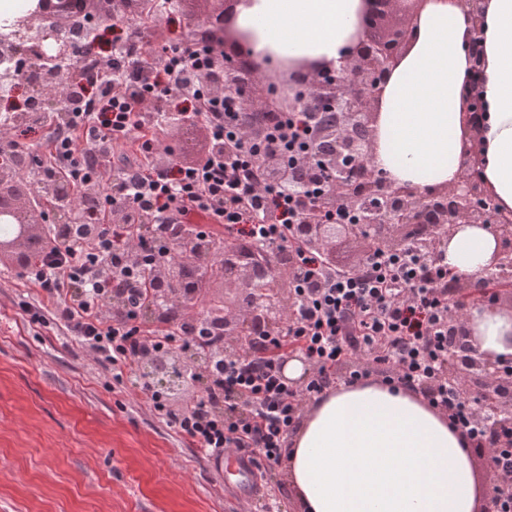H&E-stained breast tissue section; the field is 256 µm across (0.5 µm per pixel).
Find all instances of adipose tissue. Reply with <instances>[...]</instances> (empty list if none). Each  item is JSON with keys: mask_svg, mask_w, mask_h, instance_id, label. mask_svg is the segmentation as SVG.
I'll list each match as a JSON object with an SVG mask.
<instances>
[{"mask_svg": "<svg viewBox=\"0 0 512 512\" xmlns=\"http://www.w3.org/2000/svg\"><path fill=\"white\" fill-rule=\"evenodd\" d=\"M359 6L253 0L237 24L256 51L301 67L339 58L358 36ZM471 39L452 0H429L380 98L373 163L393 180L420 189L459 180ZM481 64V177L496 205L512 211V0H486ZM496 248L489 230L465 224L444 261L452 274L475 282ZM467 326L480 352L512 358V313L476 306ZM287 480L303 512H476L482 495L446 416L419 394L372 381L338 386L309 406L291 439Z\"/></svg>", "mask_w": 512, "mask_h": 512, "instance_id": "ef3b65f1", "label": "adipose tissue"}]
</instances>
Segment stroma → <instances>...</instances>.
I'll return each mask as SVG.
<instances>
[{"mask_svg":"<svg viewBox=\"0 0 512 512\" xmlns=\"http://www.w3.org/2000/svg\"><path fill=\"white\" fill-rule=\"evenodd\" d=\"M0 253V512H236L191 441L157 419L72 338L31 324Z\"/></svg>","mask_w":512,"mask_h":512,"instance_id":"1","label":"stroma"}]
</instances>
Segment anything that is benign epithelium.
I'll return each mask as SVG.
<instances>
[{
	"mask_svg": "<svg viewBox=\"0 0 512 512\" xmlns=\"http://www.w3.org/2000/svg\"><path fill=\"white\" fill-rule=\"evenodd\" d=\"M214 4L211 15L215 22L196 30L200 40L230 28L235 34L224 37V82L213 90L233 94L241 85L237 72L242 59L253 58L252 40L248 33L235 27L239 7H247L251 0H210ZM430 0H362L359 15V36L335 62L311 66L307 79L301 83L279 80L261 69L259 76L246 84V110L264 112L267 104L277 102L283 111L308 112L319 118L321 112H333L331 122L318 123L319 134L327 143L318 152L303 161L307 172H326L331 175L325 193L318 202V210H333L344 204L360 209L369 193L376 194L381 206L366 218L369 226L361 229L356 224H322L317 218H307L298 225L299 235L308 247L331 255L336 237L354 236L368 249L380 242L392 248H402L407 239L395 231L398 224H426L427 233L422 244L433 260L440 258V247L448 242L461 224H477L489 229L497 238L499 251L492 267L476 283L450 277L448 288L452 293V306L448 319L457 321V300L470 298L481 290L491 288L496 301L486 304L492 309L502 296L512 295V213H503L485 189L479 175L476 157L478 125L473 119L464 124L467 134L463 140L464 157L459 181L452 186L418 189L389 180L373 163L375 150V122L378 97L387 77L407 52L418 18ZM470 23L473 33V50L479 49L483 22V0H456ZM131 0H42L41 7L19 18L10 34L0 38V94L5 96L17 86L16 72L5 66L21 43L48 45L49 52L37 63L53 68L60 74L58 89H68L63 76L70 66L71 41L69 32L77 16L95 13L109 18L111 12L132 7ZM387 19V33L378 39L370 35L372 19L378 13ZM17 174L0 171V196L14 197V201L0 208V223L15 225L11 235L0 239V251L11 248L30 236L31 227L45 220L39 213L35 219L20 205L14 196ZM224 260L233 267L225 282L241 288L248 286L267 295L264 303H254L249 314L233 311L224 304V326L228 334H238L246 319L256 316L271 324L281 325L291 305L285 288L288 267L268 265L264 253L254 251L248 257H238L231 248L224 249ZM475 367L483 376L487 390L501 382L499 364L485 354L474 350ZM483 417L495 424L512 422V397L499 395L484 407Z\"/></svg>",
	"mask_w": 512,
	"mask_h": 512,
	"instance_id": "1",
	"label": "benign epithelium"
}]
</instances>
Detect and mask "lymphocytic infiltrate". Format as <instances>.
<instances>
[{
	"label": "lymphocytic infiltrate",
	"mask_w": 512,
	"mask_h": 512,
	"mask_svg": "<svg viewBox=\"0 0 512 512\" xmlns=\"http://www.w3.org/2000/svg\"><path fill=\"white\" fill-rule=\"evenodd\" d=\"M220 55L214 42L180 40L165 43L156 62L125 37L88 61L89 97L36 155V175L61 177L76 210L95 190L103 232L66 239L48 224L17 272L42 300L22 303V311L32 323L69 332L117 380L145 351L204 350L210 364L189 367L202 394L180 412L152 389L136 387L134 396L210 459L234 448L253 457L261 474L272 472L306 402L379 372L384 384L420 393L465 448L487 452L512 473V425L483 421L489 393L464 394L448 382L449 358L470 355L449 349L457 327L448 320L447 265L427 259L415 235L402 249L374 246L355 269L309 249L296 228L328 175L307 178L298 193L269 180L263 162L274 154L296 166L315 152L318 128L306 113L274 109L262 118V135L249 137L241 96L215 94L209 83L222 76ZM199 123L206 150L191 163L173 158L169 137ZM182 237H229L288 255L294 303L284 326L258 331L235 351L224 344L223 316L195 332L199 317L182 296H167L181 326L143 318L142 306L164 294L155 273L175 261ZM117 287L125 304L115 302ZM293 353L311 369L301 385L283 373Z\"/></svg>",
	"instance_id": "lymphocytic-infiltrate-1"
}]
</instances>
